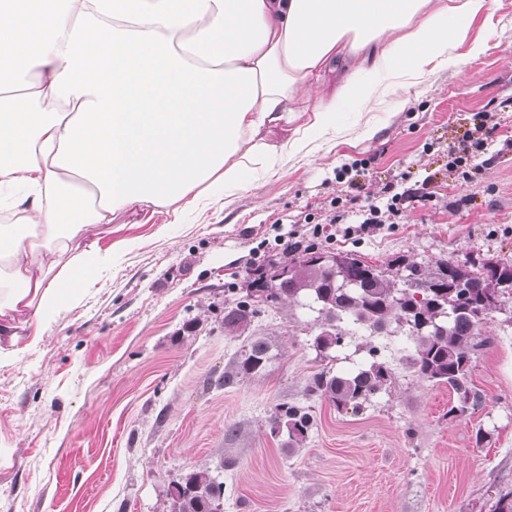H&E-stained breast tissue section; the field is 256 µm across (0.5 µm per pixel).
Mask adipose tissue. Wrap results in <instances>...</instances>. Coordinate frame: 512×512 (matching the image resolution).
I'll return each mask as SVG.
<instances>
[{"mask_svg": "<svg viewBox=\"0 0 512 512\" xmlns=\"http://www.w3.org/2000/svg\"><path fill=\"white\" fill-rule=\"evenodd\" d=\"M487 0H0V359L96 280L133 209L181 224L470 42ZM348 67L329 91L326 66ZM31 83H23L25 74ZM306 97L307 115L290 103ZM293 126L289 143L269 133Z\"/></svg>", "mask_w": 512, "mask_h": 512, "instance_id": "obj_1", "label": "adipose tissue"}]
</instances>
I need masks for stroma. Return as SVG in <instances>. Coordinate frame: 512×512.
<instances>
[{"instance_id": "35a3bbf8", "label": "stroma", "mask_w": 512, "mask_h": 512, "mask_svg": "<svg viewBox=\"0 0 512 512\" xmlns=\"http://www.w3.org/2000/svg\"><path fill=\"white\" fill-rule=\"evenodd\" d=\"M470 36L490 48L466 69L448 63L342 113L336 141L230 204L162 228L114 216L99 241L114 259L98 281L34 346L0 362V512H171L170 489L193 469L223 481L224 512H489L512 489L505 314L484 327L490 344L471 371L482 399L463 417L449 416L447 387L414 372L401 333L350 336L317 359L308 308L267 309L254 329L278 340L280 356L262 376L219 381L245 342L225 335V304L290 245L353 253L392 275L400 256L512 263V0H488ZM486 111L498 125L466 177L449 155ZM389 183L417 195L398 223L344 236L366 195L386 204ZM318 224L324 236H313ZM371 344L395 371L391 392L357 412L305 395L315 369L353 370ZM285 402L315 418L292 453L268 427Z\"/></svg>"}]
</instances>
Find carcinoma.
<instances>
[{
  "label": "carcinoma",
  "mask_w": 512,
  "mask_h": 512,
  "mask_svg": "<svg viewBox=\"0 0 512 512\" xmlns=\"http://www.w3.org/2000/svg\"><path fill=\"white\" fill-rule=\"evenodd\" d=\"M285 260L288 277L265 280V268L251 273L247 295L224 308V333L247 335L245 344L224 367L220 382L226 387L264 373L279 355V345L266 336L249 332L251 323L268 304L295 307L308 301L318 308L321 322L313 338L316 356L326 358L342 346L345 337L371 336L395 324L405 328L414 347L412 365L424 380L445 385L454 397L448 414L461 417L480 403L481 396L469 382L472 358L487 346L478 339L480 329L493 312L512 311V265L490 260L478 263L440 260L435 263L395 261L404 275L397 279L378 266L348 252H320L312 247L294 248ZM371 360L350 374L318 370L308 379L307 395L327 401L338 411L361 410L391 388L394 374L379 358L375 346ZM268 424L270 434L287 436L293 451L309 438L314 417L297 404L277 405ZM172 512H214L224 499V483L208 471L193 470L170 489Z\"/></svg>",
  "instance_id": "carcinoma-1"
}]
</instances>
